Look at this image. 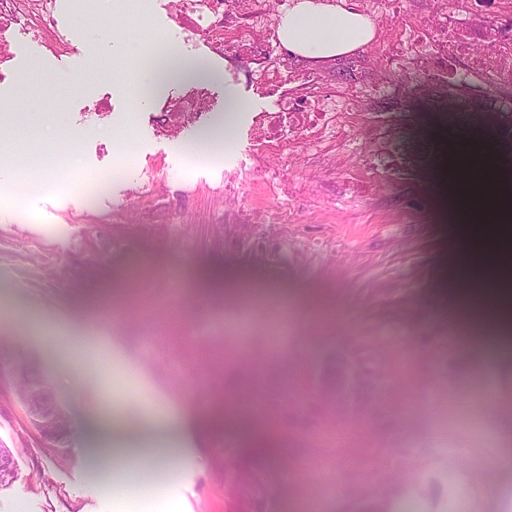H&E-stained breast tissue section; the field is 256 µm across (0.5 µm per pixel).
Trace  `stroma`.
<instances>
[{
	"label": "stroma",
	"mask_w": 512,
	"mask_h": 512,
	"mask_svg": "<svg viewBox=\"0 0 512 512\" xmlns=\"http://www.w3.org/2000/svg\"><path fill=\"white\" fill-rule=\"evenodd\" d=\"M62 7L69 53L20 34L13 44L37 59L0 66V148L66 157L20 201L6 184L24 170L0 165V368L23 361L86 431L119 412L109 442H148L143 398L190 417L167 457L179 473L169 498L131 501L91 478L76 439H44L0 380V444L18 463L0 512H401L409 499L446 512L452 497L458 512H503L512 439L498 433L512 431V351L488 344L438 288L466 194L449 180L438 216L422 167L454 145L486 162L494 141L452 131L421 146L409 121L403 176L365 184L357 157L370 144L355 112L356 135L330 176L307 142L280 151L257 139V115L275 111L280 93L220 60L205 83L212 111L169 139L152 111H132L116 76L117 44L145 30L194 56L160 0H142L140 16L121 0ZM102 99L112 110L100 117ZM232 99L245 110L231 144L202 158V133L222 142ZM334 177L359 186L337 194ZM145 185L168 200L162 223L146 221ZM251 209L276 219H225ZM469 230L478 250L457 262L495 270L512 232ZM216 268L240 289L201 292L203 271Z\"/></svg>",
	"instance_id": "35a3bbf8"
}]
</instances>
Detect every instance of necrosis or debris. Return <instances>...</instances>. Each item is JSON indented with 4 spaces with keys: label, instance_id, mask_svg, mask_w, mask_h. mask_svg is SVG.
Here are the masks:
<instances>
[{
    "label": "necrosis or debris",
    "instance_id": "necrosis-or-debris-1",
    "mask_svg": "<svg viewBox=\"0 0 512 512\" xmlns=\"http://www.w3.org/2000/svg\"><path fill=\"white\" fill-rule=\"evenodd\" d=\"M288 0H164L182 29L196 37L200 54L224 60L233 74L281 89L276 111L256 125L261 140L274 147L288 136L328 139L346 144L351 133L347 112L376 100L367 130L372 148L362 166L372 181L401 174L397 119L411 111L421 94L450 106V116L428 113L424 122L452 123L468 132L484 121V111L512 112V5L507 0H428L421 21L406 18L409 0H351L354 10L376 21L379 29L399 25L395 36L381 40V66L373 77H358L340 94L328 90L330 69L278 54L274 23ZM67 22L56 0H0V64L12 56L10 34L26 31L49 40L52 50L67 47ZM469 93L480 109L458 112L454 105ZM213 104L205 87L160 100L155 110L161 133L176 137L185 122Z\"/></svg>",
    "mask_w": 512,
    "mask_h": 512
}]
</instances>
